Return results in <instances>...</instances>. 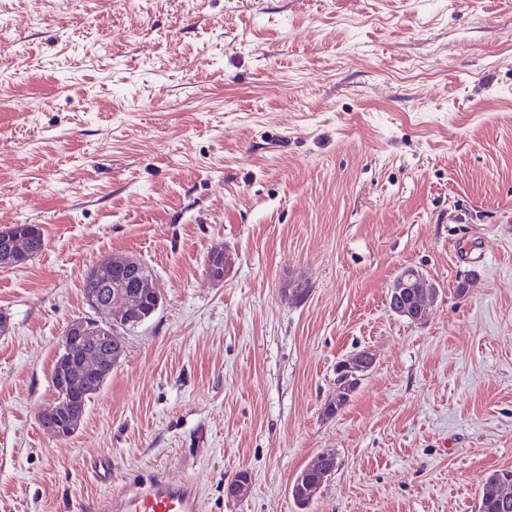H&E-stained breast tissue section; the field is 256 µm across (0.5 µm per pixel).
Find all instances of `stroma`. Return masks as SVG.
I'll return each instance as SVG.
<instances>
[{
	"instance_id": "1",
	"label": "stroma",
	"mask_w": 512,
	"mask_h": 512,
	"mask_svg": "<svg viewBox=\"0 0 512 512\" xmlns=\"http://www.w3.org/2000/svg\"><path fill=\"white\" fill-rule=\"evenodd\" d=\"M10 224L45 248L0 270V512L153 473L299 512L326 449L306 512H477L512 470V0H0ZM115 252L164 303L56 439L60 337ZM405 266L439 289L419 323L387 308ZM375 361V354L370 349H363L339 362L336 369L340 375L348 377L350 382H360L372 369Z\"/></svg>"
}]
</instances>
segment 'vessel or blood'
<instances>
[{
  "mask_svg": "<svg viewBox=\"0 0 512 512\" xmlns=\"http://www.w3.org/2000/svg\"><path fill=\"white\" fill-rule=\"evenodd\" d=\"M94 512H200L194 487L166 474L142 477L119 496L96 501Z\"/></svg>",
  "mask_w": 512,
  "mask_h": 512,
  "instance_id": "1",
  "label": "vessel or blood"
}]
</instances>
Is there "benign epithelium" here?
Here are the masks:
<instances>
[{"label": "benign epithelium", "mask_w": 512, "mask_h": 512, "mask_svg": "<svg viewBox=\"0 0 512 512\" xmlns=\"http://www.w3.org/2000/svg\"><path fill=\"white\" fill-rule=\"evenodd\" d=\"M33 227L11 226L0 232V267L13 269L31 258ZM100 289L85 297L98 320L75 319L64 329L50 381L54 406L41 414L43 427L59 439L71 437L83 417V402L91 381L106 382L124 353L119 330L137 326L151 318L163 305V297L151 273L129 255L114 254L90 270ZM438 294L436 284L419 268H402L389 292L391 313L414 323L424 320L427 307ZM375 354L358 351L339 362L337 371L349 381H361L372 369Z\"/></svg>", "instance_id": "obj_1"}]
</instances>
